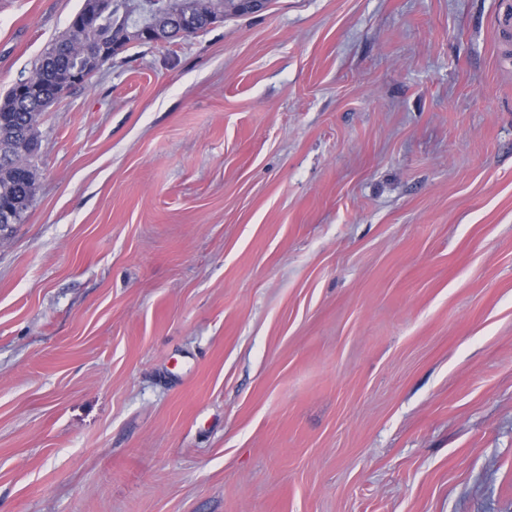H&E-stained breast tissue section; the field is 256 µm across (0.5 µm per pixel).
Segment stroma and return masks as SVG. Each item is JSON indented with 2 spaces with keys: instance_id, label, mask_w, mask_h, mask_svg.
<instances>
[{
  "instance_id": "1",
  "label": "stroma",
  "mask_w": 512,
  "mask_h": 512,
  "mask_svg": "<svg viewBox=\"0 0 512 512\" xmlns=\"http://www.w3.org/2000/svg\"><path fill=\"white\" fill-rule=\"evenodd\" d=\"M500 0H269L113 56L0 226V512H512ZM83 0H0V95Z\"/></svg>"
}]
</instances>
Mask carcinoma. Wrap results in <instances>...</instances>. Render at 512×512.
<instances>
[{"instance_id": "1", "label": "carcinoma", "mask_w": 512, "mask_h": 512, "mask_svg": "<svg viewBox=\"0 0 512 512\" xmlns=\"http://www.w3.org/2000/svg\"><path fill=\"white\" fill-rule=\"evenodd\" d=\"M180 2L193 7L196 0H113L112 11L102 16L94 29L85 31L71 23L56 45L64 48L69 42L84 46L111 42L134 22L170 15ZM109 61L106 57L92 62L66 52L53 59L44 53L35 63L32 77L48 90L57 84L67 90L88 81ZM43 112L45 108L32 99L30 85L16 83L0 97V199L12 201L15 224L24 221L37 192V124Z\"/></svg>"}]
</instances>
